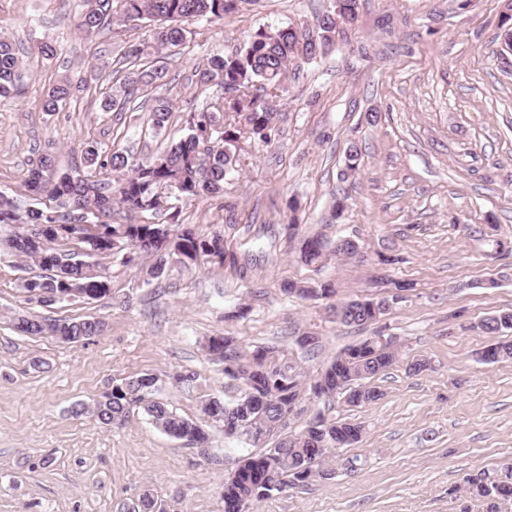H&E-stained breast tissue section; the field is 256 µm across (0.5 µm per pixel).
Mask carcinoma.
I'll return each instance as SVG.
<instances>
[{"label":"carcinoma","instance_id":"1","mask_svg":"<svg viewBox=\"0 0 512 512\" xmlns=\"http://www.w3.org/2000/svg\"><path fill=\"white\" fill-rule=\"evenodd\" d=\"M243 0H83L76 15V28L88 36L112 25L139 22L148 26L142 42L131 46L128 57L137 66L127 71L115 92L105 95L103 106L115 112L121 121L130 112V104L148 112V123L158 132L169 126L174 112L172 99L160 95L147 97V91L170 83L169 69L153 63L142 65L141 56L162 53L184 44L187 30L182 23L189 19L222 18L239 8ZM359 0H335L334 10L319 16L317 36L307 32L296 33L287 26L268 30L260 28L250 34L243 45L231 55H215L197 67L192 82L201 87H216L219 96L207 109L184 113L186 133L177 141L168 143L144 159H135L114 151L103 155L99 142L87 139L81 155L83 166L91 174L74 177L58 174L57 155L45 151L23 180L28 196L36 205L24 210L14 199L0 193V224H57L59 228L47 237L44 246L28 251L16 244L10 245L15 255L26 265L37 266L43 273L23 279L22 288H62L64 283L83 288H110L108 277L102 273L88 274L79 265L64 269L55 260L59 257L76 260L80 251L91 248L92 240L125 230L121 244L136 253L152 258L146 275L156 279L163 275L171 261L178 260L175 240L195 252L212 254V259L224 263V247L216 235H205L194 227L179 224L177 202L224 195L226 178L236 171L240 141H259L269 144L279 114L270 106L278 93L293 78L290 63L297 57L313 59L326 53L336 32V24L352 26L358 20ZM22 62L13 43L0 37V98L18 95L23 86ZM85 87L67 73L56 77L46 89L42 111L56 112L59 107ZM166 216L174 239L157 241L149 249H141L136 242L149 234L156 224L147 216ZM61 248L55 249L53 245ZM307 265L321 262L323 243L304 239L297 251ZM281 290L287 295L306 297L319 294L330 297L333 288L322 285L314 288L285 281ZM512 312L505 311L488 317L482 329L489 336H503L512 332ZM86 320L55 318L56 331L63 336L87 333ZM209 353L224 365V374L233 369L242 373L244 396L267 401L265 406L250 410L249 421L255 428V437L248 441L261 452L241 457L238 471L224 479V512H248V506L270 498L288 488L306 487L312 479L305 470L304 454L308 444L305 431L310 422L298 430L279 428L276 415L295 403L309 400L313 385L328 377L330 385L312 404L318 414L332 408L335 396L348 406H359L354 401L350 382L362 383L386 372L396 361V352H382L375 337L367 336L344 347L322 373L310 379L294 366L292 358L276 345L258 347L244 354L232 336H212L207 345ZM145 376L130 378L112 386V418L115 426L128 422L131 408L138 406L152 423L165 434L181 431L178 439L193 444L192 427L200 423L185 419L170 410L166 404L152 397L154 384L144 382ZM336 442L329 441L313 449L317 467L331 468L336 457ZM484 472L468 479L470 493L491 501L512 500V469L500 468L499 487L487 490Z\"/></svg>","mask_w":512,"mask_h":512}]
</instances>
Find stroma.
<instances>
[{
    "mask_svg": "<svg viewBox=\"0 0 512 512\" xmlns=\"http://www.w3.org/2000/svg\"><path fill=\"white\" fill-rule=\"evenodd\" d=\"M78 0H0V34L13 40L24 83L0 100V192L28 207L22 180L39 153L58 151L61 171L79 166L87 138L103 151L143 158L183 134V112L216 97L191 81L198 65L231 52L249 34L304 26L333 0H244L221 19L187 22L183 46L164 59L173 84L160 87L176 114L154 133L145 110L116 122L102 90L119 84L122 55L145 35L129 24L92 38L74 29ZM507 0H359L357 23L337 29L326 54L294 60L270 144H245L223 196L181 206L183 223L224 238V261L170 263L146 280L148 257L101 259L111 293L45 306L20 286V260L0 224V512H132L151 496L158 512H223L227 462L246 445L209 425L213 463L156 428L141 410L122 427L71 408L134 376L157 379L155 397L202 421V400L239 397L203 344L234 337L244 350L278 345L316 375L345 346L374 335L402 343L399 361L374 384L382 399L334 404L330 417L362 422L354 472L274 494L251 512H487L465 480L512 460V360L483 362L493 339L483 321L512 310V54L500 20ZM61 46L46 60L33 48ZM87 88L59 111H42L62 72ZM378 113L377 123L367 121ZM360 150L347 172V151ZM348 189L344 210L334 202ZM320 238L321 264L307 266L300 239ZM350 238L363 248L337 253ZM390 257L387 266L379 256ZM412 282L378 321L343 326L331 303L383 293L379 276ZM328 283L332 298L284 295L283 281ZM95 319L104 330L76 343L26 336L16 314ZM320 337L307 356L299 337ZM418 356L430 367L414 375Z\"/></svg>",
    "mask_w": 512,
    "mask_h": 512,
    "instance_id": "stroma-1",
    "label": "stroma"
}]
</instances>
